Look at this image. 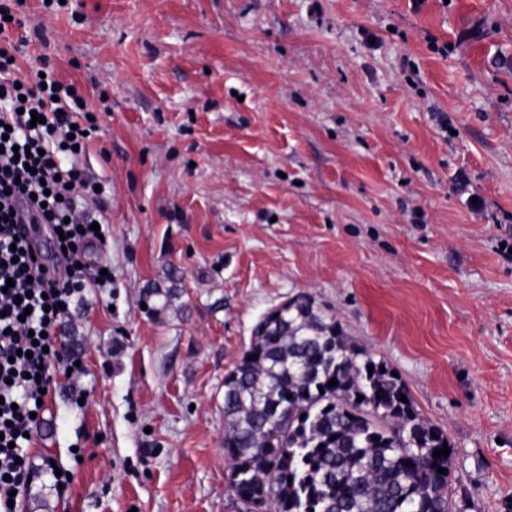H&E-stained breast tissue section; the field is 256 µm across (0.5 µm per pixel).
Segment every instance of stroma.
<instances>
[{
    "instance_id": "obj_1",
    "label": "stroma",
    "mask_w": 512,
    "mask_h": 512,
    "mask_svg": "<svg viewBox=\"0 0 512 512\" xmlns=\"http://www.w3.org/2000/svg\"><path fill=\"white\" fill-rule=\"evenodd\" d=\"M97 131L112 284L62 323L22 512H244L224 376L306 292L452 447L456 512H512V0H26ZM81 457H74V448Z\"/></svg>"
}]
</instances>
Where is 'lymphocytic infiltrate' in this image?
<instances>
[{
  "label": "lymphocytic infiltrate",
  "mask_w": 512,
  "mask_h": 512,
  "mask_svg": "<svg viewBox=\"0 0 512 512\" xmlns=\"http://www.w3.org/2000/svg\"><path fill=\"white\" fill-rule=\"evenodd\" d=\"M21 0H0V512H19L10 494L24 496L39 474L54 484L51 457L33 467L26 449L42 391H53L55 377L67 373L74 356L57 343L62 307L88 285L110 284L89 253L99 244L92 217H81V198L99 200L93 182L76 165L94 127L92 111L74 83L49 65L24 76L17 62ZM43 116L32 124L33 115ZM27 208L37 224L52 229V256L32 242L15 239L16 211Z\"/></svg>",
  "instance_id": "obj_1"
}]
</instances>
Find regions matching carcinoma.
<instances>
[{
    "label": "carcinoma",
    "instance_id": "obj_1",
    "mask_svg": "<svg viewBox=\"0 0 512 512\" xmlns=\"http://www.w3.org/2000/svg\"><path fill=\"white\" fill-rule=\"evenodd\" d=\"M380 366L308 293L257 323L224 375V459L245 512H451V457L433 456L448 436Z\"/></svg>",
    "mask_w": 512,
    "mask_h": 512
}]
</instances>
